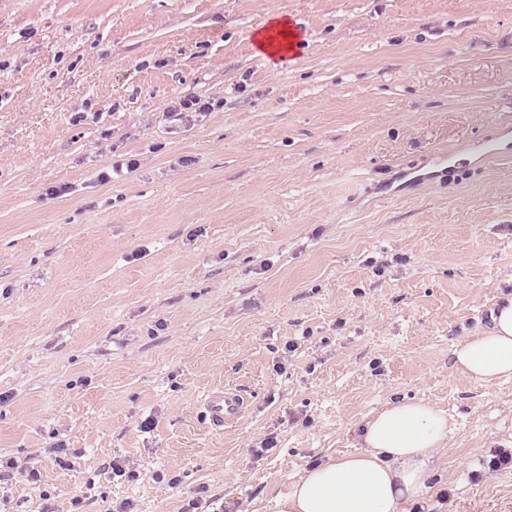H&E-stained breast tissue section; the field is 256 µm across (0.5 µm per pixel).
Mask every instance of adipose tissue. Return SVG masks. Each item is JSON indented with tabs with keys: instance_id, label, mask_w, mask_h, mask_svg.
Returning a JSON list of instances; mask_svg holds the SVG:
<instances>
[{
	"instance_id": "obj_1",
	"label": "adipose tissue",
	"mask_w": 512,
	"mask_h": 512,
	"mask_svg": "<svg viewBox=\"0 0 512 512\" xmlns=\"http://www.w3.org/2000/svg\"><path fill=\"white\" fill-rule=\"evenodd\" d=\"M294 37L288 21L273 16L261 24L255 43L277 67ZM491 320L490 329L453 349V369L483 384L512 376V303ZM451 429L447 415L425 401H389L365 425L364 451L312 465L277 499L276 512H402L430 493L431 451Z\"/></svg>"
}]
</instances>
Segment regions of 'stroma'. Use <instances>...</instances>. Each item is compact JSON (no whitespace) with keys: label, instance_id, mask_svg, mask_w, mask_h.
I'll return each instance as SVG.
<instances>
[{"label":"stroma","instance_id":"obj_1","mask_svg":"<svg viewBox=\"0 0 512 512\" xmlns=\"http://www.w3.org/2000/svg\"><path fill=\"white\" fill-rule=\"evenodd\" d=\"M500 134L512 0H0V512H275L402 397L453 423L404 512H512V376L451 367L512 299ZM259 28L255 35V43L260 49L258 52L273 67L281 66L288 51L293 50L291 39L298 35L291 30L288 20H282L278 16L268 18ZM203 409L211 426L224 429L235 426L244 416L246 401L236 388H219L206 396Z\"/></svg>","mask_w":512,"mask_h":512}]
</instances>
